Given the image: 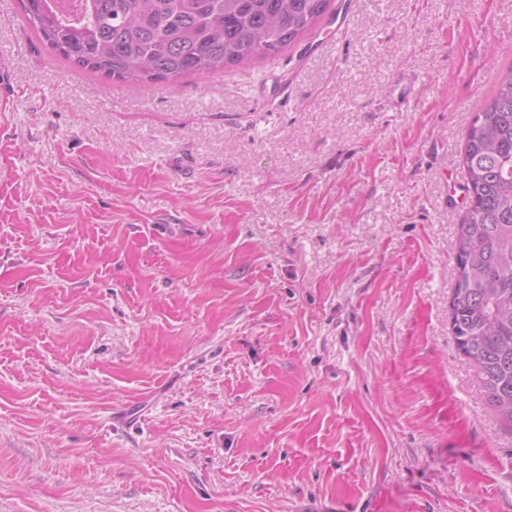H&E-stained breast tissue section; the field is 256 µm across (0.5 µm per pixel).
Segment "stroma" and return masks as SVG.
<instances>
[{
	"label": "stroma",
	"mask_w": 512,
	"mask_h": 512,
	"mask_svg": "<svg viewBox=\"0 0 512 512\" xmlns=\"http://www.w3.org/2000/svg\"><path fill=\"white\" fill-rule=\"evenodd\" d=\"M109 82L0 0V512H512L448 299L512 0H352Z\"/></svg>",
	"instance_id": "stroma-1"
}]
</instances>
